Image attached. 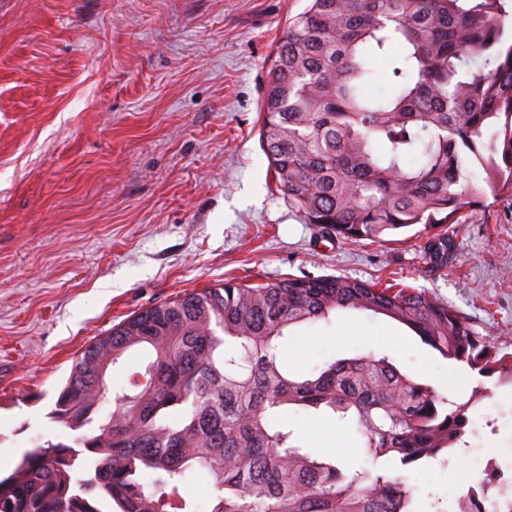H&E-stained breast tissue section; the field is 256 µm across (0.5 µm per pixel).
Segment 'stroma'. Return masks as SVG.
<instances>
[{
    "label": "stroma",
    "mask_w": 512,
    "mask_h": 512,
    "mask_svg": "<svg viewBox=\"0 0 512 512\" xmlns=\"http://www.w3.org/2000/svg\"><path fill=\"white\" fill-rule=\"evenodd\" d=\"M306 0H0V473L71 437L50 412L75 358L144 308L225 281L341 275L424 290L512 348V188L477 197L432 268L427 225L321 237L278 188L260 139L271 58ZM388 354L485 414L478 444L512 475V386L476 378L382 316L293 328L289 369ZM304 446L371 465L354 428L291 412ZM458 454L405 469L418 512L479 473Z\"/></svg>",
    "instance_id": "35a3bbf8"
}]
</instances>
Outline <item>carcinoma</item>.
I'll return each instance as SVG.
<instances>
[{"instance_id":"obj_1","label":"carcinoma","mask_w":512,"mask_h":512,"mask_svg":"<svg viewBox=\"0 0 512 512\" xmlns=\"http://www.w3.org/2000/svg\"><path fill=\"white\" fill-rule=\"evenodd\" d=\"M504 0H308L268 72L261 140L279 188L307 222L360 243L417 224H454L487 189L512 187V28ZM388 90L371 94L372 61ZM416 156L419 163L409 162ZM452 241H427L432 266ZM338 311L384 316L443 358L512 384V352L416 288L342 276L226 282L150 306L75 361L51 412L80 430L37 445L0 477V512H198L188 488L214 489L209 512H415L402 469L451 455L469 403L369 352L310 373L280 342ZM131 350L144 368L112 393L99 373ZM356 428L373 469H346L301 446L288 411Z\"/></svg>"}]
</instances>
